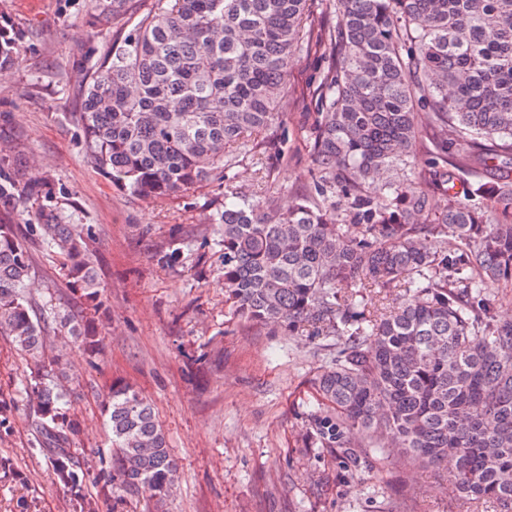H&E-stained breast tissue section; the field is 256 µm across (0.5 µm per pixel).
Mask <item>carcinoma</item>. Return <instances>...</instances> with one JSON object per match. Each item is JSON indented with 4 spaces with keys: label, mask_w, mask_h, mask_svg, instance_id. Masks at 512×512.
I'll return each mask as SVG.
<instances>
[{
    "label": "carcinoma",
    "mask_w": 512,
    "mask_h": 512,
    "mask_svg": "<svg viewBox=\"0 0 512 512\" xmlns=\"http://www.w3.org/2000/svg\"><path fill=\"white\" fill-rule=\"evenodd\" d=\"M90 76L73 115L87 158L135 196H179L242 154L282 153L278 102L299 54L321 51L317 112L307 130L315 169L284 209L269 187L224 193L216 211L225 303L236 317L333 338L313 381L322 408L312 443L350 455L360 430L376 452L446 473L476 507L512 512V0H338L342 23L311 0H147ZM427 168L390 179L418 152ZM24 206L0 176V201ZM34 225L57 250L88 314L61 327L89 355L103 305L94 230L46 205ZM25 234L0 220V334L41 357ZM42 364L34 385L39 451L75 512H95L79 422ZM111 465L98 499L158 503L178 479L145 396L114 384L104 400Z\"/></svg>",
    "instance_id": "obj_1"
}]
</instances>
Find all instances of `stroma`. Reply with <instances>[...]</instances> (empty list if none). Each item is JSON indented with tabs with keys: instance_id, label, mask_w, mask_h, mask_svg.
I'll use <instances>...</instances> for the list:
<instances>
[{
	"instance_id": "obj_1",
	"label": "stroma",
	"mask_w": 512,
	"mask_h": 512,
	"mask_svg": "<svg viewBox=\"0 0 512 512\" xmlns=\"http://www.w3.org/2000/svg\"><path fill=\"white\" fill-rule=\"evenodd\" d=\"M126 15L91 8L88 0H0V24L18 33L23 52L0 67V173L18 175L27 208L0 203V219L38 223L52 198L76 224L92 225L91 249L106 315L102 348L89 358L46 335L81 425L79 456L99 467L110 446L103 401L112 383L139 390L162 424L180 479L164 510L150 492L99 502L97 512H472L448 489L441 471L361 449L352 467L332 448L305 442L312 387L330 352L311 339L235 317L224 303V265L211 219L225 188L250 196L271 183L283 201L310 180L308 115L324 62L301 53L279 103L288 128L285 157L267 165L241 158L188 193L164 199L128 195L88 161L70 119L95 65L144 9ZM33 266L29 292L59 315L82 304L63 275L62 260L28 232ZM34 363L0 335V399L14 408L0 425V454L21 475L0 477V512H73L55 483L48 456L34 450L36 403L24 387Z\"/></svg>"
}]
</instances>
